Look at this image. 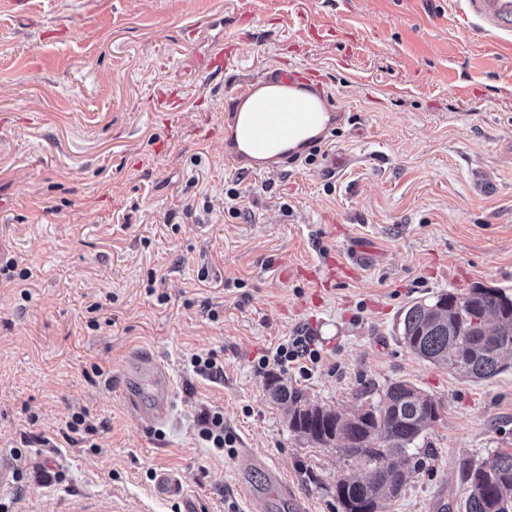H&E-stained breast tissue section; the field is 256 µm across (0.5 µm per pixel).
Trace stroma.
<instances>
[{
  "mask_svg": "<svg viewBox=\"0 0 512 512\" xmlns=\"http://www.w3.org/2000/svg\"><path fill=\"white\" fill-rule=\"evenodd\" d=\"M237 66L204 70L215 40ZM317 69L342 114L310 157L258 178L224 165L225 92L272 65ZM346 157L337 175L324 167ZM0 512H342L361 460L289 427L269 376L352 414L408 381L441 404L380 512H463L465 466L512 452V366L475 380L400 338L414 302L512 293V51L453 0H31L0 12ZM356 277L312 301L319 258ZM30 270L21 279L20 270ZM311 337L308 374L274 361ZM214 354L218 376L193 371ZM166 383L127 388L130 357ZM168 420L144 421L159 388ZM224 416L233 446L197 436ZM87 428L66 436L73 414ZM178 482L168 497L155 478ZM197 425V435L200 440L211 445L208 448L224 449V446H232V438L224 434L223 414L203 410L197 420Z\"/></svg>",
  "mask_w": 512,
  "mask_h": 512,
  "instance_id": "1",
  "label": "stroma"
}]
</instances>
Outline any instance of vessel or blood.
<instances>
[{
    "label": "vessel or blood",
    "instance_id": "obj_1",
    "mask_svg": "<svg viewBox=\"0 0 512 512\" xmlns=\"http://www.w3.org/2000/svg\"><path fill=\"white\" fill-rule=\"evenodd\" d=\"M476 28L512 46V0H458ZM234 62L224 41H213L206 70L221 75ZM224 116V163L234 172H284L303 160L312 145L306 130H327L335 120L324 78L313 68L273 66L261 78L238 83Z\"/></svg>",
    "mask_w": 512,
    "mask_h": 512
}]
</instances>
